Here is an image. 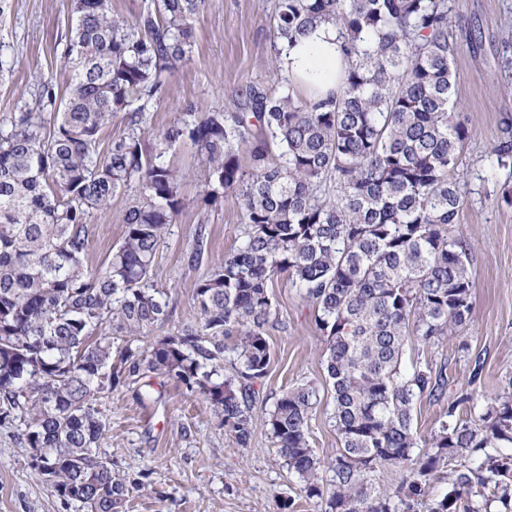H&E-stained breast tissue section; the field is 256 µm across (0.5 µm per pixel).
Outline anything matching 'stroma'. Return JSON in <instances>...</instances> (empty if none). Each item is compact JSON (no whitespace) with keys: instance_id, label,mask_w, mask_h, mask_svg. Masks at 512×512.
<instances>
[{"instance_id":"35a3bbf8","label":"stroma","mask_w":512,"mask_h":512,"mask_svg":"<svg viewBox=\"0 0 512 512\" xmlns=\"http://www.w3.org/2000/svg\"><path fill=\"white\" fill-rule=\"evenodd\" d=\"M274 0H206L193 24L195 48L168 75L160 95L145 110L146 137H154L181 112H232L250 86L274 81ZM461 18L450 35L459 106L469 117L459 175L470 192L457 229L473 254V318L458 335L426 348L409 342L404 358L424 355L447 365L450 382L467 383L480 366L479 394L502 392L512 378V179L491 167L490 151L503 115L512 114V90L495 70V48L512 35V0H454ZM69 0H10L0 16V117L34 106L39 89L51 83L57 95L69 89L70 70L61 42L71 26ZM180 177L185 207L170 226L151 278L166 288L170 315L157 335L195 323L197 282L235 245L242 214L234 193L201 204L202 166L190 140L165 156ZM135 198L127 190L109 206L91 211L89 267L101 268L124 233L123 218ZM209 229L208 262L191 267L186 254L195 228ZM275 315L267 330L272 358L255 384L254 434L247 446L218 426L209 402L167 377L122 381L100 400L109 425L99 452L124 475L129 492L117 512H323L324 502L306 498L268 433L266 418L282 391L307 381L319 390L310 422L311 445L320 459L334 456L340 440L334 426L333 390L324 366L325 338L313 306L285 273L269 282ZM20 422L0 423V512H70L28 465Z\"/></svg>"}]
</instances>
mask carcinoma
Wrapping results in <instances>:
<instances>
[{"label": "carcinoma", "instance_id": "cac0c4a2", "mask_svg": "<svg viewBox=\"0 0 512 512\" xmlns=\"http://www.w3.org/2000/svg\"><path fill=\"white\" fill-rule=\"evenodd\" d=\"M204 2L158 0L130 24L111 0H71L68 96L59 103L44 84L36 106L0 120V420L22 422L29 467L81 512H115L127 493L99 455L109 427L96 406L124 377L176 380L249 444L254 383L271 360L269 280L286 272L326 337L341 444L322 462L310 443L316 388L283 391L267 426L305 496L323 498L325 468L328 512H512V392L488 399L461 386L449 400L446 364L402 366L409 341L433 346L473 313V256L456 230L469 129L455 99L451 0H275L278 53L322 22L339 27L340 92L311 102L254 86L238 111L185 112L149 141L146 104L193 53ZM494 60L512 67V39ZM119 112L126 128L101 152ZM185 138L204 166L202 201L235 193L242 230L196 287L199 322L142 350L131 338L168 317L150 270L184 207L164 155ZM491 155L511 176L509 116ZM133 185L122 241L88 267L86 215ZM208 236L197 225L189 265L202 263ZM226 362L236 375L224 376ZM424 397L447 402L425 443L413 426ZM387 465L403 468L393 488L376 479ZM441 480L446 492L430 497Z\"/></svg>", "mask_w": 512, "mask_h": 512}]
</instances>
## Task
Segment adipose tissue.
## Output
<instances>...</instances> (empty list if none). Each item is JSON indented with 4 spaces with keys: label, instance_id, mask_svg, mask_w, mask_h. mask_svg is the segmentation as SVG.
Wrapping results in <instances>:
<instances>
[{
    "label": "adipose tissue",
    "instance_id": "obj_1",
    "mask_svg": "<svg viewBox=\"0 0 512 512\" xmlns=\"http://www.w3.org/2000/svg\"><path fill=\"white\" fill-rule=\"evenodd\" d=\"M343 61L338 30L329 23L319 24L282 54L284 72L298 91L314 101L338 90L337 72Z\"/></svg>",
    "mask_w": 512,
    "mask_h": 512
}]
</instances>
